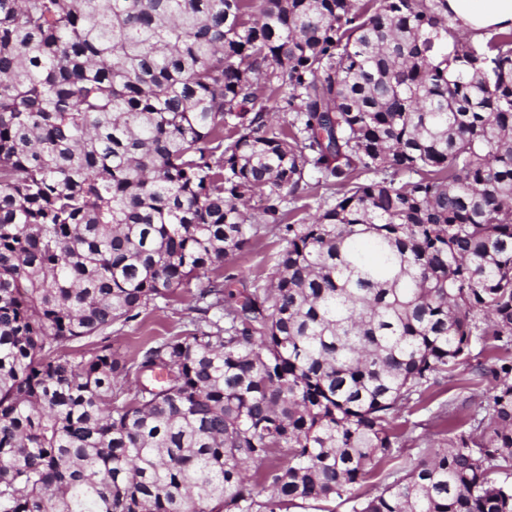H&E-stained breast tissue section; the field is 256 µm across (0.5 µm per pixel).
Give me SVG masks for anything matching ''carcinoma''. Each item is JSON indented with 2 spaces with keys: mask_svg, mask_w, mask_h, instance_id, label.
Segmentation results:
<instances>
[{
  "mask_svg": "<svg viewBox=\"0 0 512 512\" xmlns=\"http://www.w3.org/2000/svg\"><path fill=\"white\" fill-rule=\"evenodd\" d=\"M446 9L0 0V512H512V31ZM308 170L336 198L286 224ZM256 193L265 283L68 352L247 248ZM478 344L487 404L359 495Z\"/></svg>",
  "mask_w": 512,
  "mask_h": 512,
  "instance_id": "obj_1",
  "label": "carcinoma"
}]
</instances>
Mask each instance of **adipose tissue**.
Masks as SVG:
<instances>
[{
	"mask_svg": "<svg viewBox=\"0 0 512 512\" xmlns=\"http://www.w3.org/2000/svg\"><path fill=\"white\" fill-rule=\"evenodd\" d=\"M447 16L474 41L512 28V0H447Z\"/></svg>",
	"mask_w": 512,
	"mask_h": 512,
	"instance_id": "adipose-tissue-1",
	"label": "adipose tissue"
}]
</instances>
